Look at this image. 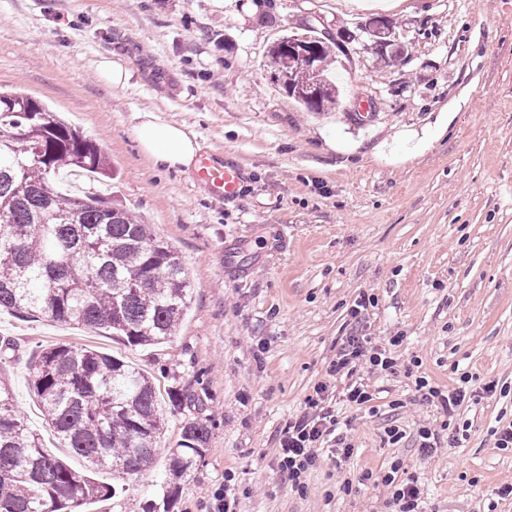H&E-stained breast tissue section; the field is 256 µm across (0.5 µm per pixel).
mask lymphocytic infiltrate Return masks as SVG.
Returning <instances> with one entry per match:
<instances>
[{
  "label": "lymphocytic infiltrate",
  "instance_id": "f902f5d3",
  "mask_svg": "<svg viewBox=\"0 0 512 512\" xmlns=\"http://www.w3.org/2000/svg\"><path fill=\"white\" fill-rule=\"evenodd\" d=\"M399 338H391L389 346H378L367 336L346 337L335 360L331 363L330 378L342 379L340 391H333L329 381L318 383L306 401L307 410L290 420L281 432L277 468L286 477L292 488L303 489L308 474L316 469L324 448L336 447L342 458H350L353 448L342 431L343 423L330 406L331 395L352 406H364L373 401L375 394L369 384L360 377L361 367H369L377 372H394L397 362L392 355V347L398 346ZM468 375H461L456 385L441 387L426 377L415 379V386L423 399L438 407L443 413L439 429L421 426L417 431L418 446L429 454L439 448L441 432L456 436L460 428L454 417L457 409L472 398L468 387Z\"/></svg>",
  "mask_w": 512,
  "mask_h": 512
}]
</instances>
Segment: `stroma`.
<instances>
[{
	"instance_id": "35a3bbf8",
	"label": "stroma",
	"mask_w": 512,
	"mask_h": 512,
	"mask_svg": "<svg viewBox=\"0 0 512 512\" xmlns=\"http://www.w3.org/2000/svg\"><path fill=\"white\" fill-rule=\"evenodd\" d=\"M377 16L407 32L381 60L357 34ZM355 32L336 54L342 105L308 112L270 79L283 31ZM132 60L123 86L97 63ZM0 86L64 113L117 172L123 205L182 257L194 288L176 336L156 347L39 316L0 313L5 383L43 445L74 467L29 387L27 363L56 343L91 347L150 376L165 427L154 463L123 493L85 512H143L184 418L211 435L177 482L170 512H208L232 474L241 512H392V465L415 478L424 512H512V0H0ZM193 133L244 169L238 199L210 196L194 172L156 166L133 135L141 112ZM431 128L405 157L402 133ZM374 306L350 310L361 295ZM393 336L395 372L371 376L372 408L337 404L352 456L323 460L297 491L279 473V438L305 410L345 337ZM472 378L458 441L423 454L420 425L439 426L414 377ZM499 391L484 394L487 382ZM188 398L168 408L172 392ZM406 436L389 443L384 430Z\"/></svg>"
}]
</instances>
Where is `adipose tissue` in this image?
I'll use <instances>...</instances> for the list:
<instances>
[{"mask_svg":"<svg viewBox=\"0 0 512 512\" xmlns=\"http://www.w3.org/2000/svg\"><path fill=\"white\" fill-rule=\"evenodd\" d=\"M134 134L141 150L166 169L190 170L200 151L195 135L184 126L161 121L152 112L140 114Z\"/></svg>","mask_w":512,"mask_h":512,"instance_id":"1","label":"adipose tissue"}]
</instances>
